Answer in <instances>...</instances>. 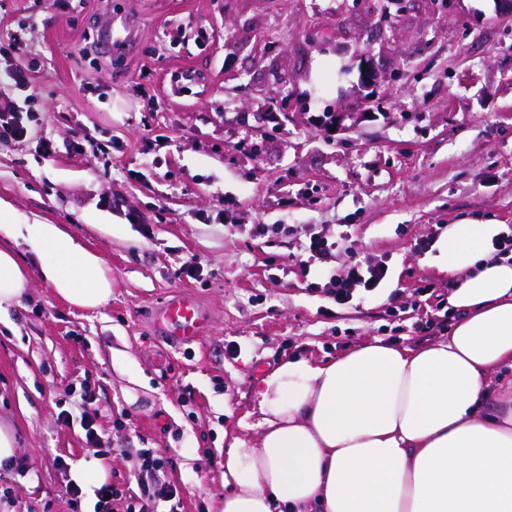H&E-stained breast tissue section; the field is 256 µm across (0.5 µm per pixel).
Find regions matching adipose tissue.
I'll return each instance as SVG.
<instances>
[{"instance_id":"obj_1","label":"adipose tissue","mask_w":512,"mask_h":512,"mask_svg":"<svg viewBox=\"0 0 512 512\" xmlns=\"http://www.w3.org/2000/svg\"><path fill=\"white\" fill-rule=\"evenodd\" d=\"M492 221L449 225L459 317L416 349L373 340L260 378L261 431L224 452L219 512H512V261ZM69 305L112 298L102 257L67 227L0 199V312L30 282L15 248Z\"/></svg>"}]
</instances>
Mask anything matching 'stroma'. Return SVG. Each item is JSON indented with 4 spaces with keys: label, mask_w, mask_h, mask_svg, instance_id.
<instances>
[{
    "label": "stroma",
    "mask_w": 512,
    "mask_h": 512,
    "mask_svg": "<svg viewBox=\"0 0 512 512\" xmlns=\"http://www.w3.org/2000/svg\"><path fill=\"white\" fill-rule=\"evenodd\" d=\"M0 42V69L30 77L0 94L33 131L0 139V199L112 270L98 311L35 278L0 319V419L18 443L0 512H71V468L98 453L87 416L113 448L109 481L137 493L152 448L178 512H218L224 450L257 432L264 373L443 336L418 327L448 296L443 228L512 234L499 0H416L391 22L372 0H0ZM308 230L338 241L333 266H304ZM366 260L387 264L382 290L336 305L329 268ZM183 294L210 330L176 346L157 313Z\"/></svg>",
    "instance_id": "obj_1"
}]
</instances>
